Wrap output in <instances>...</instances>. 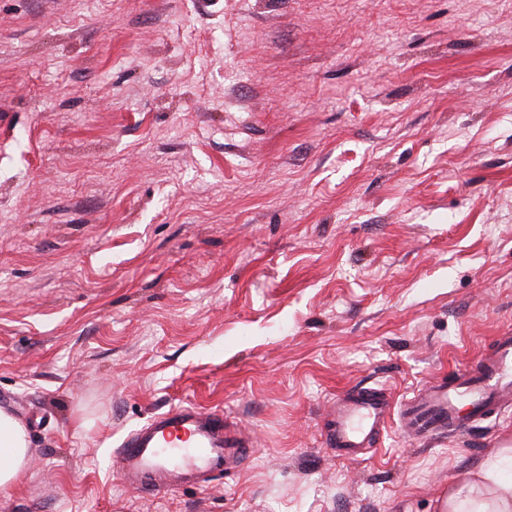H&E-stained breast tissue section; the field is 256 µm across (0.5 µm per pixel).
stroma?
Instances as JSON below:
<instances>
[{"mask_svg":"<svg viewBox=\"0 0 512 512\" xmlns=\"http://www.w3.org/2000/svg\"><path fill=\"white\" fill-rule=\"evenodd\" d=\"M512 334V0H0V512H438L512 419L325 448ZM251 439L161 498L169 407ZM328 412L333 426L323 445L336 448V453L346 459L358 460L385 431L394 406L381 387H362L337 396ZM247 447V439L225 425L223 413L177 406L131 431L114 461L124 484L159 497L198 473L234 469ZM29 437L23 421L0 410V491L20 482L28 466Z\"/></svg>","mask_w":512,"mask_h":512,"instance_id":"1","label":"stroma"}]
</instances>
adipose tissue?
<instances>
[{
  "label": "adipose tissue",
  "instance_id": "ef3b65f1",
  "mask_svg": "<svg viewBox=\"0 0 512 512\" xmlns=\"http://www.w3.org/2000/svg\"><path fill=\"white\" fill-rule=\"evenodd\" d=\"M29 437L23 421L0 410V491L20 482L28 466ZM512 459V448L499 449L473 468L462 471L448 488L441 512H512V479L500 474L501 458Z\"/></svg>",
  "mask_w": 512,
  "mask_h": 512
}]
</instances>
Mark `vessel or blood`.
<instances>
[{
	"label": "vessel or blood",
	"instance_id": "b4317fda",
	"mask_svg": "<svg viewBox=\"0 0 512 512\" xmlns=\"http://www.w3.org/2000/svg\"><path fill=\"white\" fill-rule=\"evenodd\" d=\"M512 406V336L498 337L479 367L437 379L393 406L381 387L337 396L333 426L324 445L347 459L374 447L392 417L422 440L466 431L470 424L501 416ZM246 438L226 426L222 413L177 406L131 431L114 457L124 484L148 497L179 489L197 474L234 469L247 455Z\"/></svg>",
	"mask_w": 512,
	"mask_h": 512
}]
</instances>
